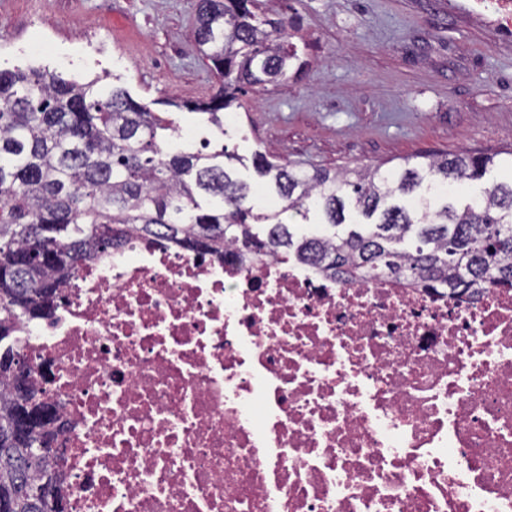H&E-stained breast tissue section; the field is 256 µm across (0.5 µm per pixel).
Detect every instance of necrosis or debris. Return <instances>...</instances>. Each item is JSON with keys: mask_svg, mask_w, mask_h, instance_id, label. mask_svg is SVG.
I'll return each mask as SVG.
<instances>
[{"mask_svg": "<svg viewBox=\"0 0 512 512\" xmlns=\"http://www.w3.org/2000/svg\"><path fill=\"white\" fill-rule=\"evenodd\" d=\"M14 346L66 512H512V288L132 239Z\"/></svg>", "mask_w": 512, "mask_h": 512, "instance_id": "obj_1", "label": "necrosis or debris"}]
</instances>
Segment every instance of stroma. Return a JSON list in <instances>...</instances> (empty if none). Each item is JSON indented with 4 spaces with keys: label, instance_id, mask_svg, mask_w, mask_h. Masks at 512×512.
<instances>
[{
    "label": "stroma",
    "instance_id": "obj_1",
    "mask_svg": "<svg viewBox=\"0 0 512 512\" xmlns=\"http://www.w3.org/2000/svg\"><path fill=\"white\" fill-rule=\"evenodd\" d=\"M197 0H0V69L100 78L146 103L208 99ZM307 64L281 87L245 89L224 142L256 180L255 153L330 170L398 171L426 155L512 150V38L474 0H284Z\"/></svg>",
    "mask_w": 512,
    "mask_h": 512
}]
</instances>
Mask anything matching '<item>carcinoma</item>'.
<instances>
[{
    "label": "carcinoma",
    "mask_w": 512,
    "mask_h": 512,
    "mask_svg": "<svg viewBox=\"0 0 512 512\" xmlns=\"http://www.w3.org/2000/svg\"><path fill=\"white\" fill-rule=\"evenodd\" d=\"M272 2L197 0L194 38L219 87L206 102L164 105L208 115L222 139L224 110L244 87L278 86L300 71L296 18ZM176 133L122 86L0 69V342L52 317L60 282L131 235L221 258L242 249L357 282L512 286V182L457 203L435 193L483 179L499 166L495 155L431 157L396 174L306 169L259 153L257 172L284 202L270 210L239 177L235 154L175 147ZM290 211L321 226L290 224ZM31 378L24 356L0 350V500L6 512H63L61 475L51 468L60 413ZM23 416L30 423L19 431ZM35 484L50 491L33 501Z\"/></svg>",
    "instance_id": "obj_1"
}]
</instances>
